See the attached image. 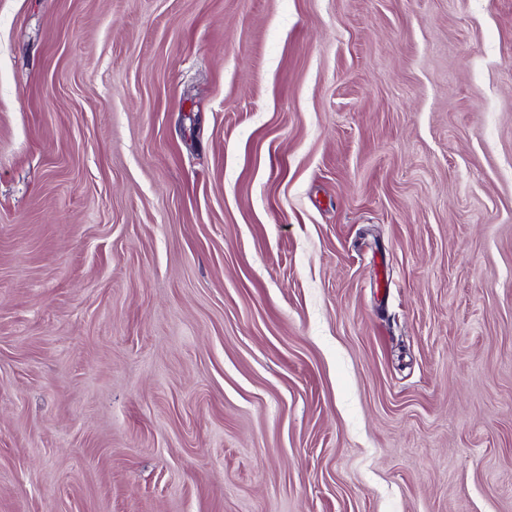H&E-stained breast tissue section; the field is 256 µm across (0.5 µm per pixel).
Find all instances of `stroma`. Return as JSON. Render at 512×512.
Wrapping results in <instances>:
<instances>
[{
	"label": "stroma",
	"instance_id": "1",
	"mask_svg": "<svg viewBox=\"0 0 512 512\" xmlns=\"http://www.w3.org/2000/svg\"><path fill=\"white\" fill-rule=\"evenodd\" d=\"M0 512H512V0H0Z\"/></svg>",
	"mask_w": 512,
	"mask_h": 512
}]
</instances>
